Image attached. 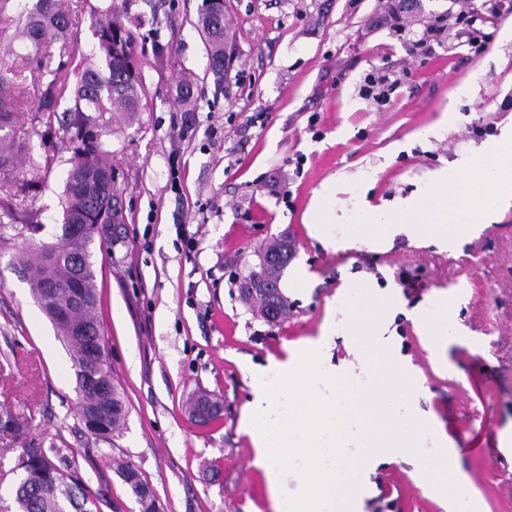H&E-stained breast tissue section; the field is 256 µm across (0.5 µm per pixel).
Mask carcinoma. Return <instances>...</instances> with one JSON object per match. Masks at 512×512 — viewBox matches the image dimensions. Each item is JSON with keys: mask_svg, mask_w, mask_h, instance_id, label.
I'll return each instance as SVG.
<instances>
[{"mask_svg": "<svg viewBox=\"0 0 512 512\" xmlns=\"http://www.w3.org/2000/svg\"><path fill=\"white\" fill-rule=\"evenodd\" d=\"M9 0H0V28L14 29L26 46L34 50L40 71V96L32 120L51 128L58 117L61 99L67 97L71 106L64 110L67 126L73 129L70 138L71 168L64 185L62 222L56 225L52 239L65 237L71 224H86V237L70 243V248L54 251L40 242L29 244L25 253L12 262L48 318L53 311L45 299L42 284L70 278V253L79 252L85 260L82 276L84 300L75 309L72 320L85 326H96L98 292L92 245L98 225L112 223L116 211L112 206V151L104 137L112 132V113L136 112L141 100V85L133 65V37L120 22L114 20L112 5L93 11L92 20L98 39L97 59L87 62L71 81L64 54L69 52L72 33V9L62 0H37L34 10L17 18L10 15ZM198 27L204 37L209 70L218 81L224 79L225 49L230 31L224 21V4L208 5L201 12ZM49 40L61 42L59 61L47 52ZM16 65L0 58V175H12L16 160L23 155L24 142L16 139L14 128L22 119L19 104L24 97L23 86L13 82L9 74ZM177 99L185 111H193L194 90L188 80L179 82ZM39 209L34 204L16 205L9 198H0V223L22 224L39 229ZM57 335L68 347L76 371L81 403L94 402L107 409L99 426L87 428L97 442H112L126 425L127 410L118 388L112 383V369L107 360L95 368L98 381L111 388L97 393L85 388L82 339L71 335L70 328L55 326ZM21 463L23 474L12 485L11 499L15 512H99L96 500L78 476L77 458L68 449L50 444L49 448H25Z\"/></svg>", "mask_w": 512, "mask_h": 512, "instance_id": "cac0c4a2", "label": "carcinoma"}]
</instances>
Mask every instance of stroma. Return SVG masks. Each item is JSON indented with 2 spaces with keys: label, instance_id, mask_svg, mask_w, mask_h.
<instances>
[{
  "label": "stroma",
  "instance_id": "35a3bbf8",
  "mask_svg": "<svg viewBox=\"0 0 512 512\" xmlns=\"http://www.w3.org/2000/svg\"><path fill=\"white\" fill-rule=\"evenodd\" d=\"M105 1L78 2L71 72L96 51L90 15ZM109 1L134 35L142 87L138 112L107 138L120 216L93 248L100 331L126 426L109 443L87 432L72 359L11 265L26 240L10 228L0 240V409L33 444L74 451L86 488L105 496L101 512H139L125 465L165 512H273L239 429L252 398L246 367L319 338L339 317L340 290L367 279L394 299L390 339L416 370L420 393L400 401V416L433 421L425 454H448L481 512H512V202L451 252L403 233L381 249H335L307 227L323 187L349 209L368 175L370 204L392 209L433 173L478 158L489 136L481 127L497 135L512 125V40L500 38L512 0H421L419 11L393 16L378 0H224L235 54L219 83L197 27L203 0ZM438 18L442 41L422 51L417 42ZM474 19L490 35L485 47L466 35ZM374 71L397 82L383 105L360 94ZM186 77L195 84L190 113L176 102ZM450 108L455 121L440 126ZM16 135L27 155L0 178V197L60 223L71 132L58 124L47 136L27 123ZM33 159L49 166L32 201L21 182ZM284 231L296 244L284 277L293 310L271 326L241 302L239 285L259 245ZM446 294L459 334L432 350L416 315ZM200 392L223 407L208 425L191 417ZM486 412L492 466L470 450V428ZM416 467L403 456L361 473L360 512H448Z\"/></svg>",
  "mask_w": 512,
  "mask_h": 512
}]
</instances>
